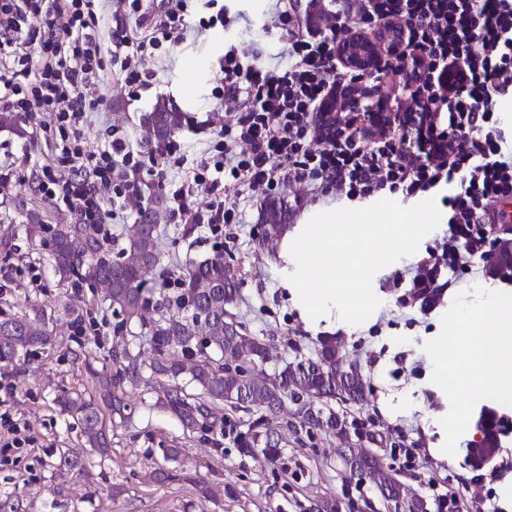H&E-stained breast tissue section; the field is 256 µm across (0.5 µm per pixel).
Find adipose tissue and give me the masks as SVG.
I'll use <instances>...</instances> for the list:
<instances>
[{
  "label": "adipose tissue",
  "mask_w": 512,
  "mask_h": 512,
  "mask_svg": "<svg viewBox=\"0 0 512 512\" xmlns=\"http://www.w3.org/2000/svg\"><path fill=\"white\" fill-rule=\"evenodd\" d=\"M437 350L445 358L438 368L441 380L512 401V293L461 315L438 340Z\"/></svg>",
  "instance_id": "obj_1"
}]
</instances>
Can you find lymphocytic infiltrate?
Here are the masks:
<instances>
[{"mask_svg":"<svg viewBox=\"0 0 512 512\" xmlns=\"http://www.w3.org/2000/svg\"><path fill=\"white\" fill-rule=\"evenodd\" d=\"M191 0H125L111 47L98 32L102 0H0V111L30 117L48 112L58 123L56 146L63 172L42 168L37 189L61 198L84 224L112 233L116 195L138 201L144 177L175 184L170 216L188 232L238 224L248 205L298 186L311 198H365L389 191L413 197L447 185L448 237L429 257L404 271L413 288H436L435 274L475 273L490 250L487 230L512 223V157L502 152L494 119L499 100L512 98V0H276L272 21L289 43L287 59L231 46L224 54L218 99L234 103L223 123L207 119V138L194 150L187 173L169 156L183 151L173 140L159 165L135 157L129 136L112 130L95 147L82 144L104 54L118 66L128 96L140 99L156 78L142 68L148 49L190 27L206 31L224 15L191 23ZM45 15L42 31L30 17ZM399 26L393 43L402 66L405 104L427 113L429 139L438 151L417 155L405 133L387 127L377 137L353 132L326 138L318 124L324 98L355 77L337 58L341 42ZM206 196L191 204L192 190Z\"/></svg>","mask_w":512,"mask_h":512,"instance_id":"obj_1","label":"lymphocytic infiltrate"}]
</instances>
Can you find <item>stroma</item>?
<instances>
[{
	"label": "stroma",
	"instance_id": "1",
	"mask_svg": "<svg viewBox=\"0 0 512 512\" xmlns=\"http://www.w3.org/2000/svg\"><path fill=\"white\" fill-rule=\"evenodd\" d=\"M272 6L273 0H229L227 25L164 44L145 62L157 77L141 99L127 98L112 65L104 64L99 89L105 104L93 109L84 129L89 145H98L106 127L115 125L130 136L141 157H149L153 147L141 118L160 99L200 120L210 112L228 111V104L215 99L212 91L224 79V53L230 44L257 42L271 53L288 54L285 37L263 30ZM49 121L44 114L28 122L23 139L0 130V164L11 165L15 175L13 186L0 192V267L11 272L0 302L18 310L26 299L39 300L49 315L53 338L51 348L12 370L17 390L10 416L20 425L23 442L15 448L0 447V491L22 492L32 512H55L61 488L67 494L66 512H314L324 499L335 501L338 512H353V504L376 499L368 481L338 465L343 445L335 436L315 435L302 448L289 445L275 461L260 454L248 456L240 453L237 436L247 432L255 415H241L235 431L205 440L185 432L177 420L156 408L157 394L149 386L128 392L132 418L111 427V459L99 460L84 448L76 422L60 411L54 398L63 389L94 396L100 386L97 377L71 358L77 344L65 305L78 300L91 308L97 326L85 343L96 365H103L121 340L114 335L115 320L103 288L61 280L46 261L43 237L28 235L25 229L34 214L50 228L74 220L63 202L35 188L42 166L55 156ZM260 214V207L248 208L243 223L197 239L183 237L168 216H160L165 259L153 277L176 286L184 257L202 258L223 250L224 262L239 282L237 311L250 333L268 344L266 360L253 365L256 374L274 375L286 364L313 356L322 337H334L341 353L362 366L370 386L366 401L355 408L357 417L395 440L384 461L427 499L430 512H468L477 496L491 497L494 512H512V404L477 390L442 387L434 349L437 337L458 315L485 308L498 293L512 292V281L466 278L444 291L431 309L412 297L409 281L399 273L438 249L446 232L441 225L420 242L416 254L376 273L373 291L381 304L366 321L352 325L333 311L312 330L282 285L280 240L264 238ZM486 408L504 416L505 422L497 427L499 448L480 465L469 444ZM462 411L468 426L457 431L452 419ZM171 445L180 450L181 468L207 478L209 498H202L188 482L150 481V471L163 461V448ZM63 451L84 460L85 476L55 469Z\"/></svg>",
	"mask_w": 512,
	"mask_h": 512
}]
</instances>
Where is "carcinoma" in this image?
<instances>
[{"label":"carcinoma","mask_w":512,"mask_h":512,"mask_svg":"<svg viewBox=\"0 0 512 512\" xmlns=\"http://www.w3.org/2000/svg\"><path fill=\"white\" fill-rule=\"evenodd\" d=\"M16 112H0V129L20 138L27 136ZM180 115L166 101H159L144 114L147 133L163 143L179 125ZM162 207L160 198L146 208L136 202L140 221L132 225L118 247L117 257L100 254L99 228L94 224H58L48 240V260L56 275L64 280H91L106 288V301L119 318L115 328L125 331L131 341L121 351H112V366L96 372L99 383L109 390L112 416L120 422L131 420L125 402L126 390L144 378L164 379L168 385L156 404L173 415L184 430L214 433L224 430V418L216 407L222 403L232 410L242 408L261 412L259 424L240 439V448L249 453L259 450L277 459L278 443L270 440L272 427L282 424L286 404L294 405L293 418L301 427L332 434L342 440L361 431L351 458L367 467L377 492L389 490L402 503L403 512H424V503L410 493V487L384 466L380 451L390 438L379 430L368 429L347 411L365 400L369 390L362 367L349 361L336 340L319 341L316 358L290 363L272 378H260L246 370L249 359L265 356L263 338L248 334L233 308L238 288L224 263V253L216 251L202 259L188 257L183 265L180 288L174 294L163 292L165 283H148L147 273L160 265L156 221ZM284 211L277 202L265 205L261 223L265 236L274 238L282 231ZM46 311L36 302L18 314L0 308V363L8 366L25 360L38 348L51 345L45 329ZM144 339L154 349L150 362L140 359L136 342ZM60 409L82 427L85 442L100 456L111 452L110 439L103 426L100 407L64 391L56 398ZM158 483L187 478L173 467L156 469ZM0 512H30L19 493H0Z\"/></svg>","instance_id":"obj_1"}]
</instances>
